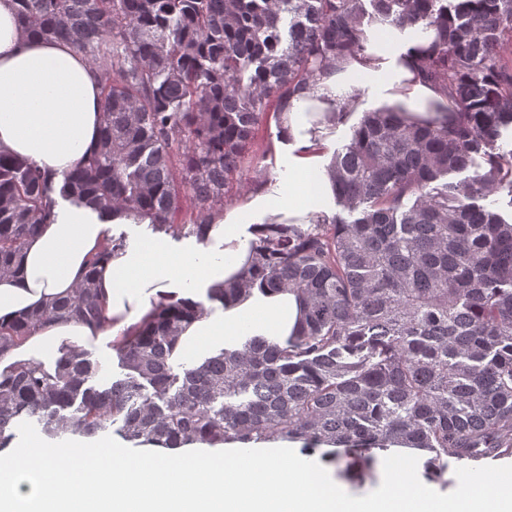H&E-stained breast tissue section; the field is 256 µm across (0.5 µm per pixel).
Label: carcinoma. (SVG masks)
Returning a JSON list of instances; mask_svg holds the SVG:
<instances>
[{"label": "carcinoma", "mask_w": 512, "mask_h": 512, "mask_svg": "<svg viewBox=\"0 0 512 512\" xmlns=\"http://www.w3.org/2000/svg\"><path fill=\"white\" fill-rule=\"evenodd\" d=\"M22 29L104 68L96 149L62 172L0 151V274L51 222L54 194L109 214L210 239L224 186L240 173L269 101L365 53L364 19L419 28L406 55L452 104L416 120L366 112L327 173L340 214L262 225L248 268L207 292L228 309L257 285L288 289L302 317L286 337L252 336L186 366L173 353L205 312L162 300L116 347L123 376L66 343L56 370L0 374V448L24 419L57 439L119 424L136 447L297 442L365 454L417 448L428 474L512 456V0H16ZM467 176L455 180L460 173ZM193 224L174 219L185 204ZM72 296L0 325V359L30 328L71 317L99 325L97 267Z\"/></svg>", "instance_id": "carcinoma-1"}]
</instances>
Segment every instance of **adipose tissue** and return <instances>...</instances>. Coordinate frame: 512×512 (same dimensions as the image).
<instances>
[{
	"mask_svg": "<svg viewBox=\"0 0 512 512\" xmlns=\"http://www.w3.org/2000/svg\"><path fill=\"white\" fill-rule=\"evenodd\" d=\"M394 80L404 84L398 103L414 116L424 117L428 102L445 99L439 88L417 78L410 58L382 48L348 60L296 94L280 114L281 135L292 149L288 162L294 178L272 203L253 201L245 211L248 222L260 224L275 213L299 217L320 211L331 182L320 155L321 144L309 133L307 107L316 104L330 109L336 105L337 93L351 86L367 81L386 86ZM101 85L100 71L86 59L64 43L24 33L13 0H0V149L53 174L77 167L97 146ZM107 227L92 209L57 207L52 222L41 225L27 240L21 272L0 275V322L73 294L90 259L100 250ZM248 254L238 224L225 225L224 257L219 261H201L192 249L170 256L158 241L118 252L97 275L104 303L101 327L73 320L36 327L6 361L40 364L50 371L60 357L63 340L85 344L106 336L121 343L147 320L151 296L187 299L190 285L219 287L240 273ZM299 315L293 293L255 291L235 307L193 320L175 352L179 359L199 360L245 332L287 336Z\"/></svg>",
	"mask_w": 512,
	"mask_h": 512,
	"instance_id": "adipose-tissue-1",
	"label": "adipose tissue"
}]
</instances>
